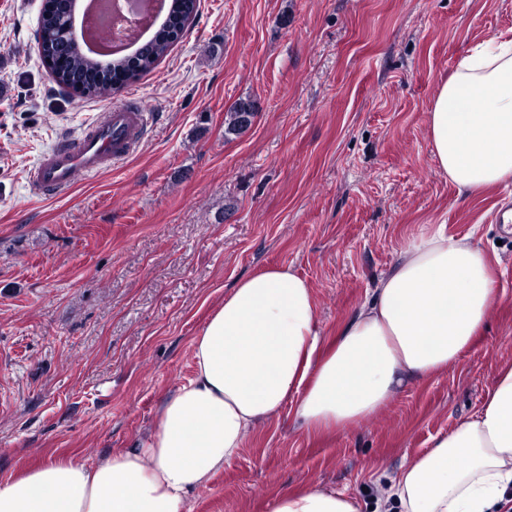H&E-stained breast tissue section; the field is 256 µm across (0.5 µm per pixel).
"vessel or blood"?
Listing matches in <instances>:
<instances>
[{
    "label": "vessel or blood",
    "instance_id": "b4317fda",
    "mask_svg": "<svg viewBox=\"0 0 512 512\" xmlns=\"http://www.w3.org/2000/svg\"><path fill=\"white\" fill-rule=\"evenodd\" d=\"M149 116L136 99L116 105L79 136L59 141L42 153L27 172L29 185L51 195L69 190L79 176L124 161L137 149Z\"/></svg>",
    "mask_w": 512,
    "mask_h": 512
}]
</instances>
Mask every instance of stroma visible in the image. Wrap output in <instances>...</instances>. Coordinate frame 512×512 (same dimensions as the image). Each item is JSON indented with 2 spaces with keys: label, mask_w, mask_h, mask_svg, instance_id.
Instances as JSON below:
<instances>
[{
  "label": "stroma",
  "mask_w": 512,
  "mask_h": 512,
  "mask_svg": "<svg viewBox=\"0 0 512 512\" xmlns=\"http://www.w3.org/2000/svg\"><path fill=\"white\" fill-rule=\"evenodd\" d=\"M43 4L0 0V482L140 442L241 278L293 268L332 337L404 242L441 224L474 235L499 289L459 363L343 432L310 436L284 408L190 498L191 512H266L313 483L375 512L379 486L512 363V229L495 220L512 182L461 193L426 133L459 59L512 30V0H200L151 73L101 98L52 82ZM131 95L150 117L134 155L61 195L29 187L45 150ZM241 99L259 110L225 136Z\"/></svg>",
  "instance_id": "1"
}]
</instances>
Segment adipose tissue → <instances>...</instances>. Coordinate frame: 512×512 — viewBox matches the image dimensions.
Segmentation results:
<instances>
[{
  "label": "adipose tissue",
  "mask_w": 512,
  "mask_h": 512,
  "mask_svg": "<svg viewBox=\"0 0 512 512\" xmlns=\"http://www.w3.org/2000/svg\"><path fill=\"white\" fill-rule=\"evenodd\" d=\"M442 173L477 194L512 182V34L476 46L438 88L427 123ZM492 265L472 235L412 237L369 299L321 335L314 292L292 268L237 282L193 340V376L138 448L89 467L48 458L0 484V512H188L191 495L248 434L294 404L308 433L344 430L409 383L447 371L496 305ZM461 456L465 467L452 469ZM512 490V365L479 409L407 461L384 491L398 512H494ZM269 512H360L355 497L305 486Z\"/></svg>",
  "instance_id": "adipose-tissue-1"
}]
</instances>
